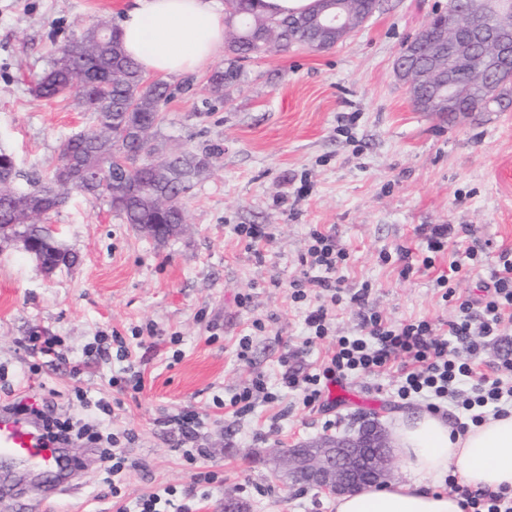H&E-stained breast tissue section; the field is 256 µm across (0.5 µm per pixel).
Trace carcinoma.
Masks as SVG:
<instances>
[{
  "label": "carcinoma",
  "instance_id": "obj_1",
  "mask_svg": "<svg viewBox=\"0 0 512 512\" xmlns=\"http://www.w3.org/2000/svg\"><path fill=\"white\" fill-rule=\"evenodd\" d=\"M228 58L209 77V91L217 98L241 76L240 62L266 55L267 26L283 24V48L311 47L315 43L310 22L322 13L323 0L286 17L258 12L253 0H225ZM475 7L500 25L512 40V11L502 0H475ZM32 92L54 99L76 93L93 114V128L68 138L60 163L45 178L33 179L24 193L15 185L14 156L0 150V230L11 240L31 241L46 251L56 265L60 256L68 264L76 256L58 247L40 219L60 206L72 193L89 198L105 196L113 211L128 224H157L154 239L177 236L185 223L182 199L209 170L212 153L182 152L163 155L157 143L161 106L169 98L167 84L147 82L137 64L125 53L119 29L106 20L74 32L54 49L51 67L37 76ZM512 100V72L484 87V98L462 99L459 112H485V103L500 106Z\"/></svg>",
  "mask_w": 512,
  "mask_h": 512
}]
</instances>
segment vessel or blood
Instances as JSON below:
<instances>
[{"label": "vessel or blood", "instance_id": "vessel-or-blood-1", "mask_svg": "<svg viewBox=\"0 0 512 512\" xmlns=\"http://www.w3.org/2000/svg\"><path fill=\"white\" fill-rule=\"evenodd\" d=\"M0 458L41 473L62 464L61 450L44 436L40 420L0 408Z\"/></svg>", "mask_w": 512, "mask_h": 512}]
</instances>
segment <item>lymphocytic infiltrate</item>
<instances>
[{
    "label": "lymphocytic infiltrate",
    "mask_w": 512,
    "mask_h": 512,
    "mask_svg": "<svg viewBox=\"0 0 512 512\" xmlns=\"http://www.w3.org/2000/svg\"><path fill=\"white\" fill-rule=\"evenodd\" d=\"M311 239L308 248L311 275L308 281H294L291 297L296 302L305 300L306 289L311 286L323 301L305 309V325L313 338H326L333 309L347 300L363 309L360 332L337 337L318 372L301 375L284 370L283 388L302 391L304 405L312 407L321 402L330 383L354 374L379 377L394 371L398 374L396 393L401 399L440 402L449 399L469 413L475 423L482 421L489 411L506 414L512 406V385H504L502 377L512 376V358L503 357L492 375L477 372L473 358L480 352L484 339L500 336L506 319L512 317L511 258L500 255L486 285L487 296L481 308H474L470 300H462L455 319L448 323L447 332L440 334L426 320L399 325L388 323L368 306L369 284H362L350 298H343L337 273L347 259L346 251L337 248L334 238L322 232H313ZM156 336L154 327H147L145 336L140 337L133 348L119 335L97 338L91 350L98 358L106 360L113 356L124 363L121 373L110 379V386L136 394L142 392L143 374L129 359L134 348L153 351ZM12 407L42 418L45 436L50 441L68 445L84 440L93 444L99 450V460L107 476H116L124 469L125 459L117 454L116 447L120 440H133V433H125L121 438L103 434L97 419L73 424L56 417L49 403L32 409L16 401Z\"/></svg>",
    "instance_id": "lymphocytic-infiltrate-1"
}]
</instances>
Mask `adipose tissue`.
<instances>
[{"mask_svg": "<svg viewBox=\"0 0 512 512\" xmlns=\"http://www.w3.org/2000/svg\"><path fill=\"white\" fill-rule=\"evenodd\" d=\"M120 29L126 53L148 75L204 71L224 47L218 0H132ZM394 440L407 479L337 497L334 512H463L460 495L443 488L451 475L475 490H512V412L461 432L439 412H410L398 416Z\"/></svg>", "mask_w": 512, "mask_h": 512, "instance_id": "obj_1", "label": "adipose tissue"}]
</instances>
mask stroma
Wrapping results in <instances>:
<instances>
[{
	"mask_svg": "<svg viewBox=\"0 0 512 512\" xmlns=\"http://www.w3.org/2000/svg\"><path fill=\"white\" fill-rule=\"evenodd\" d=\"M128 3L0 0V148L14 155L21 175H49L63 143L93 125L74 96L37 98L33 77L48 69L55 44L97 20L118 21ZM447 7L448 0H380L359 30L330 49L299 46L244 61L239 82L220 100L209 92L208 72L169 77L175 94L162 107L160 147L215 154L183 200L182 234L154 240L106 199L74 193L46 222L75 264L48 274L19 245L0 244V367L27 370L20 342L30 330L60 336L62 359L43 365L40 379L55 392L61 419L87 420L89 410L69 397L72 387L108 389L120 367L87 354L95 336L128 338L150 324L166 339L139 365L140 394L109 389L122 406L105 420L106 431L135 434L120 445L130 462L124 497L182 489L192 474L212 472L216 488L195 498L194 512H223L228 495L248 512H332L316 488L278 479L269 449L345 433L373 414L390 429L397 414L425 408L399 398L391 375L349 377L344 395L305 407L299 392L280 387V358L311 372L331 346L330 338H308L303 311L316 296L303 304L290 297L312 230L348 252L338 272L345 293L370 283L374 309L394 324L453 320L455 300H443L437 277L477 303L490 266L512 253V108L423 112L394 73L407 42ZM237 224L267 225L273 239L248 248ZM423 224L454 225V239L430 269L403 273L394 254L403 247L420 260ZM469 247L479 266L453 271ZM383 250L392 254L385 265ZM257 319L264 330L253 328ZM174 334L180 344H170ZM244 336L251 343L242 360ZM259 375L276 401L256 402L242 415L214 405V397L230 398ZM186 410L204 419L192 442L204 454L192 463L165 424ZM66 452L80 463L78 484L46 499L18 493L16 467H0V512H110L111 498L99 495L96 450L77 441Z\"/></svg>",
	"mask_w": 512,
	"mask_h": 512,
	"instance_id": "obj_1",
	"label": "stroma"
}]
</instances>
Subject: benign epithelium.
I'll return each mask as SVG.
<instances>
[{
  "instance_id": "obj_1",
  "label": "benign epithelium",
  "mask_w": 512,
  "mask_h": 512,
  "mask_svg": "<svg viewBox=\"0 0 512 512\" xmlns=\"http://www.w3.org/2000/svg\"><path fill=\"white\" fill-rule=\"evenodd\" d=\"M352 21L343 2L336 5V11L320 15L312 24L319 34L326 36L347 28ZM425 54V60L415 51L401 55L396 69L410 96L425 95V106L435 112L455 107L458 85L454 61L474 58L472 73L479 80L466 87V92L474 96L479 95L486 79L495 71L512 68V43L503 41L489 27L471 0H457V8L439 26L438 35ZM391 447L385 430L366 419L353 436L325 438L313 448L305 442L292 443L280 452V457L290 467L289 476L337 496L363 489L368 484L364 473L369 470L378 479H387L391 475Z\"/></svg>"
}]
</instances>
